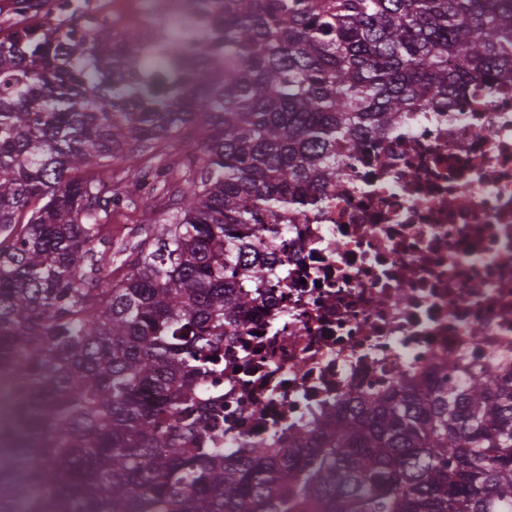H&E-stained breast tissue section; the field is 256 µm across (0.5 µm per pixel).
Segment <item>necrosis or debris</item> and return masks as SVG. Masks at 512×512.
<instances>
[{"instance_id":"necrosis-or-debris-1","label":"necrosis or debris","mask_w":512,"mask_h":512,"mask_svg":"<svg viewBox=\"0 0 512 512\" xmlns=\"http://www.w3.org/2000/svg\"><path fill=\"white\" fill-rule=\"evenodd\" d=\"M313 213L289 217L224 373L204 379L192 448L246 456L362 394L512 378V88L422 107Z\"/></svg>"}]
</instances>
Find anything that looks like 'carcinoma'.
I'll return each instance as SVG.
<instances>
[{
    "mask_svg": "<svg viewBox=\"0 0 512 512\" xmlns=\"http://www.w3.org/2000/svg\"><path fill=\"white\" fill-rule=\"evenodd\" d=\"M0 38V369L31 447L0 512H512V381L363 395L291 448H184L218 343L239 335L288 214L318 208L338 146L404 112L512 85V0H186L117 33L87 0ZM200 121L198 174L135 270L87 287L103 216L87 168Z\"/></svg>",
    "mask_w": 512,
    "mask_h": 512,
    "instance_id": "cac0c4a2",
    "label": "carcinoma"
}]
</instances>
